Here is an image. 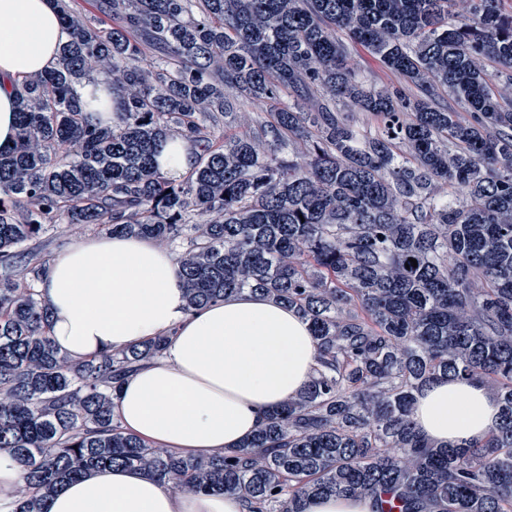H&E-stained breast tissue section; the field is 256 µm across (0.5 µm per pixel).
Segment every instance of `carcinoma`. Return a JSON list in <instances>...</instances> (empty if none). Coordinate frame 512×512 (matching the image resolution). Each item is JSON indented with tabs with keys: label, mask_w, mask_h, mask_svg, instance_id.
Here are the masks:
<instances>
[{
	"label": "carcinoma",
	"mask_w": 512,
	"mask_h": 512,
	"mask_svg": "<svg viewBox=\"0 0 512 512\" xmlns=\"http://www.w3.org/2000/svg\"><path fill=\"white\" fill-rule=\"evenodd\" d=\"M456 2L100 0L92 18L58 0L70 38L24 80L0 146V448L25 466L12 512H45L107 466L248 512L313 497L512 512V4ZM338 31L404 87L363 80ZM96 79L112 87L106 128L81 97ZM246 103L269 119L216 144ZM176 137L198 145L178 178L154 160ZM56 224L186 242L188 310L242 292L286 303L317 368L238 449L181 457L125 433L121 384L166 338L81 362L54 345L27 245ZM442 378L492 392L485 438L417 431L418 395Z\"/></svg>",
	"instance_id": "cac0c4a2"
}]
</instances>
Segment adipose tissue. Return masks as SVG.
<instances>
[{
	"label": "adipose tissue",
	"instance_id": "1",
	"mask_svg": "<svg viewBox=\"0 0 512 512\" xmlns=\"http://www.w3.org/2000/svg\"><path fill=\"white\" fill-rule=\"evenodd\" d=\"M69 33L56 0H0V145L16 134L17 94L51 70ZM55 345L77 361L157 336L163 355L123 382V429L197 456L239 446L317 366L309 325L259 293L187 311L175 255L148 237L89 235L57 251L36 282ZM498 420L475 382L441 380L419 396L415 421L428 439L478 440ZM47 512H242L238 500L175 491L145 474L105 467L67 485Z\"/></svg>",
	"mask_w": 512,
	"mask_h": 512
}]
</instances>
